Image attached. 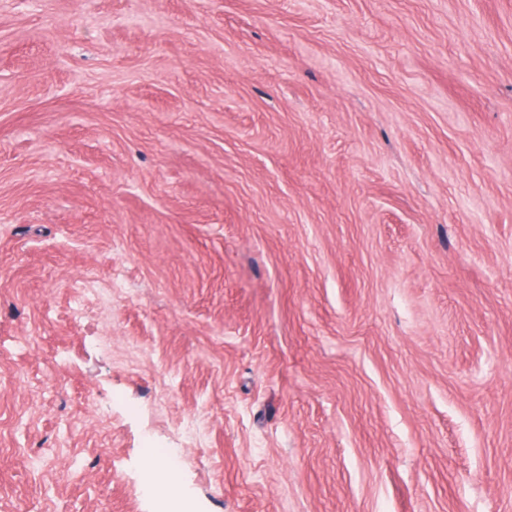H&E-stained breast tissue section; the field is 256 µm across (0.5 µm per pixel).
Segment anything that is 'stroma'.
Instances as JSON below:
<instances>
[{"label": "stroma", "mask_w": 512, "mask_h": 512, "mask_svg": "<svg viewBox=\"0 0 512 512\" xmlns=\"http://www.w3.org/2000/svg\"><path fill=\"white\" fill-rule=\"evenodd\" d=\"M0 512H512V0H0Z\"/></svg>", "instance_id": "35a3bbf8"}]
</instances>
